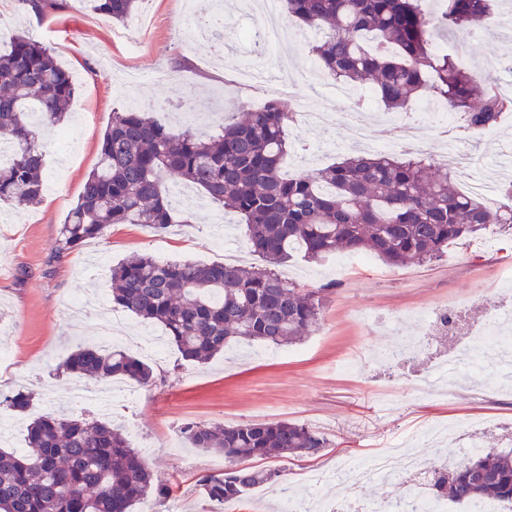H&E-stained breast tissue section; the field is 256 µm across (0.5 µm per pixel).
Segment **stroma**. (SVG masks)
I'll list each match as a JSON object with an SVG mask.
<instances>
[{
    "label": "stroma",
    "instance_id": "35a3bbf8",
    "mask_svg": "<svg viewBox=\"0 0 512 512\" xmlns=\"http://www.w3.org/2000/svg\"><path fill=\"white\" fill-rule=\"evenodd\" d=\"M223 25L211 34L203 17L187 15L184 0H148L143 14L123 23L96 16L79 0L41 20L19 13L15 0H0V48L18 31L49 46L55 58L80 81L71 106L69 125L78 127L76 142L47 135V188L32 206L5 208L0 222V391L21 390L32 395L36 411L46 403L68 404L78 378L56 366L79 345L96 344L107 329L112 309L110 270L135 254L161 261L188 260L201 264L223 261L214 242L225 231L244 239L234 214L212 204L180 211L179 221L163 231L138 224L111 226L103 236L56 256L59 231L75 206L85 179L100 154L102 137L115 110L136 101L161 99L156 116L179 126L178 112L190 110L201 130L221 122L224 113L255 98L256 90L240 86V69L262 64L275 79H288L309 110L330 121L312 136L288 132V174L329 165L350 152L349 116L344 105L327 96L310 72L308 33L292 27L299 44L287 48V61L276 54L256 61L251 53L246 0H222ZM442 39L457 43L470 61L482 65L512 58V37L485 34L473 37L452 30ZM512 143V116L496 134H480L461 142L477 167L496 166L504 147ZM512 265V239L489 228L466 247H449L447 256L431 264L392 267L377 258L365 264L337 266L335 256L310 260L294 255L282 273L305 288L325 291V306L314 330L300 343L272 348L259 342H233L223 354L205 364L182 360L169 347L163 363L154 364L156 386L145 390L141 402L118 408L112 424L129 433L132 447L155 479L176 483L172 503L182 512H208L198 480L223 473V454L183 448L175 454L163 442L180 434L186 424L237 425L289 421L318 427L331 447L308 458H284L276 465L286 482L301 469L334 471L340 458L369 459L381 446L400 443L427 467L453 463V440L445 454H435L414 438L422 427L434 425L453 439L477 430L487 448H512V389L488 385L487 373L455 371L445 392H416L411 380L427 376L428 359L393 369L365 364L361 374L337 372L336 363L355 348L370 344L390 349L391 332L376 317L397 315L424 344L442 347L437 329L413 321L414 312L451 300L478 297L484 308L512 307V291L499 281V270ZM407 479L398 484L380 480L353 490L339 480L314 489H301L307 512H320L325 502L359 497L387 502L417 492Z\"/></svg>",
    "mask_w": 512,
    "mask_h": 512
}]
</instances>
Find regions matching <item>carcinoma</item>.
Here are the masks:
<instances>
[{
	"label": "carcinoma",
	"mask_w": 512,
	"mask_h": 512,
	"mask_svg": "<svg viewBox=\"0 0 512 512\" xmlns=\"http://www.w3.org/2000/svg\"><path fill=\"white\" fill-rule=\"evenodd\" d=\"M141 0H86L93 11L125 22ZM424 0H282L289 19L320 32L309 53L333 79L374 89L384 107L407 112L429 98L465 116L472 132L498 125L512 112V96L495 80L473 75L436 51ZM501 0H438L443 27L468 32L497 11ZM41 19L63 0H16ZM76 91L72 76L41 42L18 35L0 51V205L38 203L45 185V129L64 122ZM229 113L218 134L174 130L156 119L154 106L112 112L100 157L77 204L60 229L58 254L101 236L114 224L163 231L177 223L166 183L201 190L246 225L250 248L272 264L300 252L321 259L337 252L368 255L400 267L433 263L452 243L465 245L490 224L512 229V184L493 204L464 194L456 175L430 158L361 149L339 161L294 176L281 173L288 154L293 110L272 98L257 110ZM112 302L159 324L187 361L203 362L232 339L273 346L296 343L317 325L324 289L302 288L272 269L188 261L160 263L148 255L111 269ZM59 367L100 382L124 378L148 389L152 367L123 348L79 347ZM0 406L23 414L22 391ZM193 448L224 454L228 466L206 475L208 501H242L256 487L283 486L278 468L257 469L260 457H305L328 447V437L287 421L210 427L191 423ZM26 447H0V512H133L140 501L165 500L173 484L154 481L139 451L106 422L85 423L70 412H44L27 426ZM431 496L441 502L512 505V449L480 452L452 469H436Z\"/></svg>",
	"instance_id": "carcinoma-1"
}]
</instances>
